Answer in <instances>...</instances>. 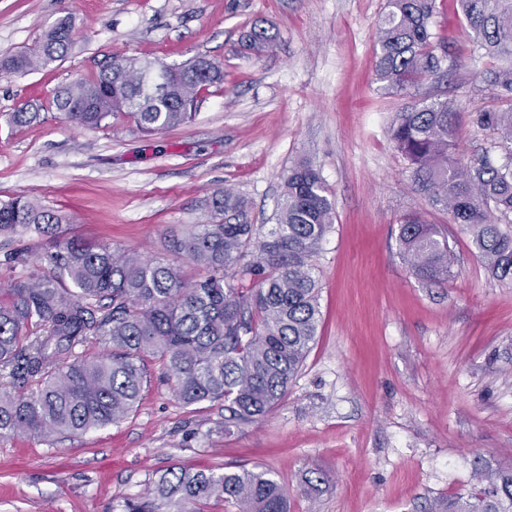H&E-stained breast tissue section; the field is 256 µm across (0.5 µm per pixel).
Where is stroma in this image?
<instances>
[{"instance_id":"stroma-1","label":"stroma","mask_w":512,"mask_h":512,"mask_svg":"<svg viewBox=\"0 0 512 512\" xmlns=\"http://www.w3.org/2000/svg\"><path fill=\"white\" fill-rule=\"evenodd\" d=\"M388 0H0V56L33 45L65 15L75 44L26 76L0 71V203L25 195L66 217L59 239L84 237L182 265L171 231L203 218L229 188L252 224H273L283 175L310 161L335 218L316 258L320 322L281 403L242 430L223 406L183 405L175 381L148 359L149 381L121 423L79 437L0 439V512H112L168 469L269 471L289 512H428L466 494L473 471L512 469V288L492 280L470 238L419 191L388 128L426 97L463 107L458 143L512 165L474 118L495 102L479 78L455 0L432 19L449 73L407 94L375 77ZM273 28L262 55L244 31ZM206 55L224 64L195 121L156 135L120 118L75 126L52 99L111 58L178 65ZM40 119L15 125L24 103ZM419 213L448 235L453 277L434 284L405 265L401 219ZM326 474L319 491L304 473Z\"/></svg>"}]
</instances>
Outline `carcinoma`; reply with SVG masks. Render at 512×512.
I'll use <instances>...</instances> for the list:
<instances>
[{
	"label": "carcinoma",
	"instance_id": "cac0c4a2",
	"mask_svg": "<svg viewBox=\"0 0 512 512\" xmlns=\"http://www.w3.org/2000/svg\"><path fill=\"white\" fill-rule=\"evenodd\" d=\"M472 30V53L498 61L481 79L498 106L480 109L476 123L491 145L512 144V0H457ZM436 0H389L379 26L377 80L391 94L407 93L445 72L430 23ZM276 35L253 26L244 50L259 55ZM71 17L57 20L28 51L0 59V70L27 75L67 57ZM150 61L116 57L98 74L60 87L57 111L76 125L99 128L128 118L143 134L191 122L210 88L224 82L222 64L199 56L169 66L158 93L141 82ZM458 112L450 100L423 102L397 113L389 133L433 206L448 212L470 237L491 277L512 286V167L457 151ZM206 219L173 231L166 249L201 271L136 251L80 239L58 243L57 211L17 196L0 204V237L33 232L46 251L34 272L0 288V438L77 437L117 424L137 406L157 357L186 405L222 403L224 428L255 423L285 396L314 344L320 310L315 257L333 224L334 208L318 169L299 162L284 176L277 224L259 236L245 199L231 190L211 194ZM400 254L414 275L434 283L452 277L454 253L440 227L419 215L401 221ZM109 351L84 360L76 349L88 336ZM478 486L435 512H512V469L477 474ZM212 499L238 512H287L288 493L264 470L170 469L148 495L126 499L119 512H203Z\"/></svg>",
	"mask_w": 512,
	"mask_h": 512
}]
</instances>
